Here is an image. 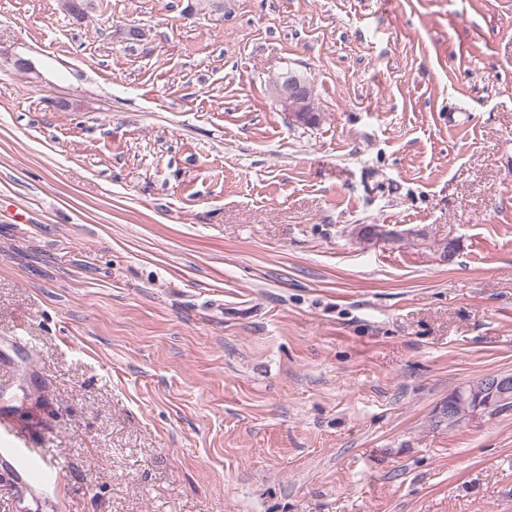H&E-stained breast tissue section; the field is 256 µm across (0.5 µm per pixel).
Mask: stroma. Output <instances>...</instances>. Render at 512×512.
Segmentation results:
<instances>
[{
  "mask_svg": "<svg viewBox=\"0 0 512 512\" xmlns=\"http://www.w3.org/2000/svg\"><path fill=\"white\" fill-rule=\"evenodd\" d=\"M88 3L0 0V413L67 487L0 512H512V411L431 423L512 373V0ZM286 74L288 76L282 82L283 76ZM280 82L282 84L279 87L278 102L288 112L293 122L303 123L309 116L308 112H315L310 83L292 72L288 73V71L281 75L278 84ZM486 377V378H485ZM483 380L472 382L455 398L448 399V405L443 408L440 405L433 413V422L439 425L454 423L461 412L460 422L468 415H476L485 407L493 405L490 399L494 396L506 397L512 395V374L511 373H492L483 376ZM489 397V398H488ZM447 411H443V409ZM448 413V415H446Z\"/></svg>",
  "mask_w": 512,
  "mask_h": 512,
  "instance_id": "stroma-1",
  "label": "stroma"
}]
</instances>
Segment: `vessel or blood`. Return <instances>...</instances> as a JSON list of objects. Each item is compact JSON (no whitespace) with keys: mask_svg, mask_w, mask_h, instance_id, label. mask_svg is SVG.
I'll use <instances>...</instances> for the list:
<instances>
[{"mask_svg":"<svg viewBox=\"0 0 512 512\" xmlns=\"http://www.w3.org/2000/svg\"><path fill=\"white\" fill-rule=\"evenodd\" d=\"M0 457L9 459L14 477L28 485L34 494L44 495L60 490L62 479L59 471L40 465L32 450L17 444L6 420L0 422Z\"/></svg>","mask_w":512,"mask_h":512,"instance_id":"vessel-or-blood-1","label":"vessel or blood"}]
</instances>
